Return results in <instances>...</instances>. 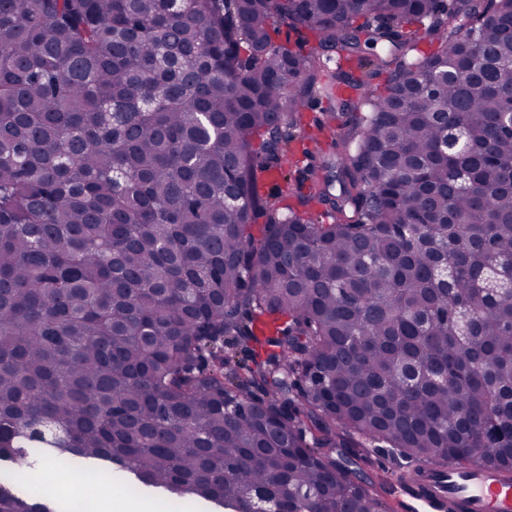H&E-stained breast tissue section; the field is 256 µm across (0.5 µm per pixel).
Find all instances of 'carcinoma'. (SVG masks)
<instances>
[{"mask_svg":"<svg viewBox=\"0 0 512 512\" xmlns=\"http://www.w3.org/2000/svg\"><path fill=\"white\" fill-rule=\"evenodd\" d=\"M510 101L512 0H0V460L230 512H391L367 446L512 480Z\"/></svg>","mask_w":512,"mask_h":512,"instance_id":"carcinoma-1","label":"carcinoma"}]
</instances>
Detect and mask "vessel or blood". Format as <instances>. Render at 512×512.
<instances>
[{"label": "vessel or blood", "mask_w": 512, "mask_h": 512, "mask_svg": "<svg viewBox=\"0 0 512 512\" xmlns=\"http://www.w3.org/2000/svg\"><path fill=\"white\" fill-rule=\"evenodd\" d=\"M402 512H512V481L481 465H432L397 487Z\"/></svg>", "instance_id": "obj_1"}]
</instances>
